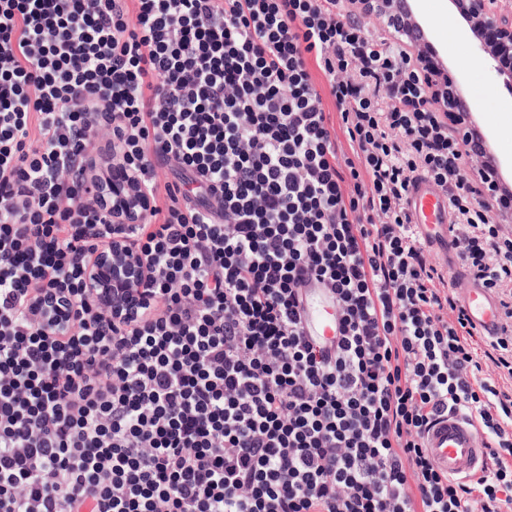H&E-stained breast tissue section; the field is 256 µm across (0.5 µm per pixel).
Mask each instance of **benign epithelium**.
Masks as SVG:
<instances>
[{
	"label": "benign epithelium",
	"instance_id": "1",
	"mask_svg": "<svg viewBox=\"0 0 512 512\" xmlns=\"http://www.w3.org/2000/svg\"><path fill=\"white\" fill-rule=\"evenodd\" d=\"M467 24L472 43L480 50L491 71L512 89V11L500 0H450ZM358 8L366 15L386 19L389 32L405 37L411 50L423 61L424 75L435 83L443 109L460 117L456 139L469 156L482 162V167L497 168L485 140L473 136L471 107L462 95L456 74L445 68L427 31L415 17L412 0H363ZM112 193L119 203L112 208L106 242L90 254L85 271L87 300L101 306L114 324H132L147 301L145 288L149 282L148 261L132 245L130 231L145 214L151 199L140 188L136 175L119 165L113 166Z\"/></svg>",
	"mask_w": 512,
	"mask_h": 512
}]
</instances>
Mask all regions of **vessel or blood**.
I'll list each match as a JSON object with an SVG mask.
<instances>
[{"mask_svg":"<svg viewBox=\"0 0 512 512\" xmlns=\"http://www.w3.org/2000/svg\"><path fill=\"white\" fill-rule=\"evenodd\" d=\"M406 206L425 246L446 259L449 278L465 280L466 270L450 258L454 240L448 233V198L445 193L423 177L411 187ZM463 302L477 333L482 336L495 335L499 326V312L491 292L478 283H470ZM305 308L307 333L324 338L333 336V298L325 292L311 293ZM480 439L481 435L472 423L447 414L437 418L426 432L425 446L438 470L465 480L479 469L485 457V449L479 446Z\"/></svg>","mask_w":512,"mask_h":512,"instance_id":"vessel-or-blood-1","label":"vessel or blood"}]
</instances>
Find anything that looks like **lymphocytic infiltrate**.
<instances>
[{
    "instance_id": "obj_1",
    "label": "lymphocytic infiltrate",
    "mask_w": 512,
    "mask_h": 512,
    "mask_svg": "<svg viewBox=\"0 0 512 512\" xmlns=\"http://www.w3.org/2000/svg\"><path fill=\"white\" fill-rule=\"evenodd\" d=\"M341 6L0 0V512H512V232L420 60ZM103 128L156 200L154 305L112 329L83 288ZM421 176L498 297L486 345L405 208ZM310 281L337 344L304 330ZM445 413L486 439L469 480L425 448Z\"/></svg>"
}]
</instances>
